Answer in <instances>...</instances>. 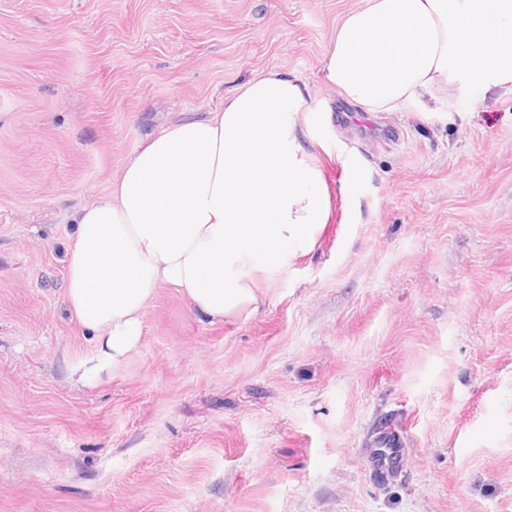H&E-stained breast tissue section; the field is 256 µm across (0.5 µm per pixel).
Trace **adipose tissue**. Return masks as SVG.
Here are the masks:
<instances>
[{
  "mask_svg": "<svg viewBox=\"0 0 512 512\" xmlns=\"http://www.w3.org/2000/svg\"><path fill=\"white\" fill-rule=\"evenodd\" d=\"M324 81L368 112H435L461 86L512 91V0H371L349 13ZM306 86L261 72L224 106L142 142L109 190L73 216L65 299L94 343L87 381L119 369L143 339L159 286L216 322L257 306L258 260L311 253L328 222L322 171L298 124Z\"/></svg>",
  "mask_w": 512,
  "mask_h": 512,
  "instance_id": "adipose-tissue-1",
  "label": "adipose tissue"
}]
</instances>
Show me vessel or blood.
I'll return each instance as SVG.
<instances>
[{"label":"vessel or blood","instance_id":"1","mask_svg":"<svg viewBox=\"0 0 512 512\" xmlns=\"http://www.w3.org/2000/svg\"><path fill=\"white\" fill-rule=\"evenodd\" d=\"M370 479L385 484L403 476L406 471L405 438L390 423H380L366 440L363 449Z\"/></svg>","mask_w":512,"mask_h":512}]
</instances>
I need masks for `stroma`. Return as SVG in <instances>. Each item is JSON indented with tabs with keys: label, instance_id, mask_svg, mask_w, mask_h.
<instances>
[{
	"label": "stroma",
	"instance_id": "35a3bbf8",
	"mask_svg": "<svg viewBox=\"0 0 512 512\" xmlns=\"http://www.w3.org/2000/svg\"><path fill=\"white\" fill-rule=\"evenodd\" d=\"M368 0H0V512H512V92L455 125L323 83ZM275 68L332 198L258 310L157 289L137 354L90 384L64 296L75 209L141 140ZM391 421L408 471L360 448Z\"/></svg>",
	"mask_w": 512,
	"mask_h": 512
}]
</instances>
